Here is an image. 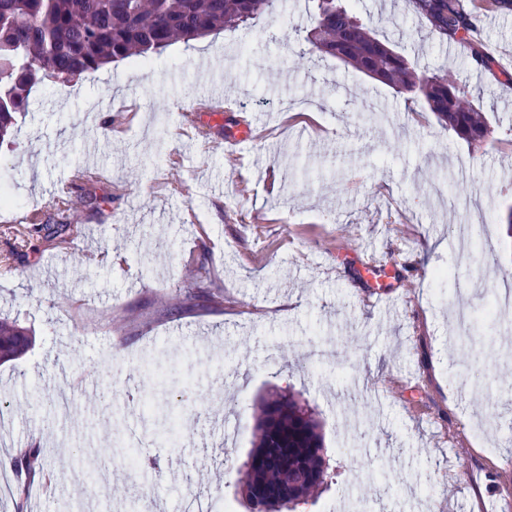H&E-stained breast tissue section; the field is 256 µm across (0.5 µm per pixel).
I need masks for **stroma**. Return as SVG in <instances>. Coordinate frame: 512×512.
<instances>
[{"mask_svg":"<svg viewBox=\"0 0 512 512\" xmlns=\"http://www.w3.org/2000/svg\"><path fill=\"white\" fill-rule=\"evenodd\" d=\"M356 8L418 69L453 74L487 143L334 59L298 65L310 0L33 90L0 143V318L34 337L0 364V459L38 445L46 463L20 512H179L189 492L247 512L239 481L272 390L312 409L334 467L295 512L350 496L364 512H512V313L489 329L454 317L512 277V11L482 15L500 61L487 71L405 0ZM215 84L275 132L244 144L237 167L211 147L232 113L201 118L208 138L181 132V105ZM91 163L106 177L86 189L97 202L77 210L72 242L24 223L54 219ZM462 224L488 247L467 263ZM365 252L383 271L358 273ZM198 265L211 301L175 313ZM143 430L137 471L109 457ZM74 471L104 490H78Z\"/></svg>","mask_w":512,"mask_h":512,"instance_id":"1","label":"stroma"}]
</instances>
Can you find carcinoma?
Instances as JSON below:
<instances>
[{
	"label": "carcinoma",
	"instance_id": "cac0c4a2",
	"mask_svg": "<svg viewBox=\"0 0 512 512\" xmlns=\"http://www.w3.org/2000/svg\"><path fill=\"white\" fill-rule=\"evenodd\" d=\"M313 27L306 35L309 50L374 79L407 100L422 103L437 120L467 143L488 140L486 116L466 99L448 72L428 73L394 51L360 21L354 0H314ZM418 19L443 43L467 45L476 68L490 70L493 58L478 35V8L464 0H408ZM283 0H0V141L11 133L16 114L24 111L32 90L49 79L70 82L102 66L141 58L182 41L234 29L250 19L274 15ZM75 202L57 203L58 220L43 230L58 237L71 226L68 213ZM29 330L0 319V348L14 357L28 345L20 337ZM256 441L241 490L256 485L288 490L285 503L268 502L256 512H282L308 500L329 478V464L319 422L311 409L293 396L273 391L262 397L255 424ZM43 468L37 451L13 462L16 475Z\"/></svg>",
	"mask_w": 512,
	"mask_h": 512
}]
</instances>
